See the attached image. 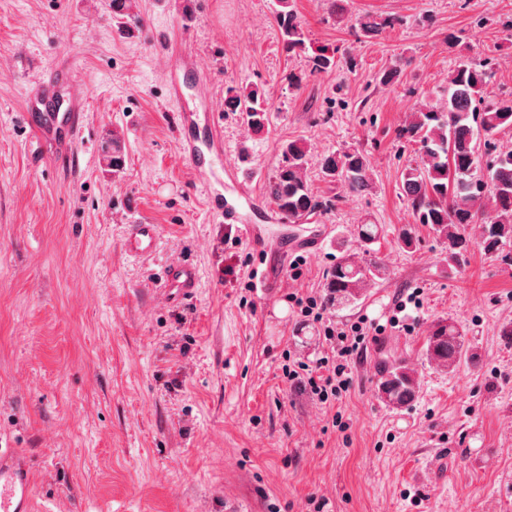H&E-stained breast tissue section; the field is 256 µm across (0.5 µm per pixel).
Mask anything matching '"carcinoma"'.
Returning <instances> with one entry per match:
<instances>
[{"label":"carcinoma","instance_id":"1","mask_svg":"<svg viewBox=\"0 0 512 512\" xmlns=\"http://www.w3.org/2000/svg\"><path fill=\"white\" fill-rule=\"evenodd\" d=\"M112 14L126 27L141 23L135 0H112ZM275 20L290 53L307 55L309 75L318 76L338 65L336 51L318 47L307 54V37L298 20L295 0H276ZM395 20L372 19L361 25L365 34L377 35L393 28ZM486 64L465 59L448 70L447 97L435 106L420 104L408 115L400 135L419 145L420 160L401 172L402 191L416 223L424 224L448 245L450 259L456 260L476 240L484 253L505 265H512V150L483 162L481 146H490L493 135L512 129V98L477 108L487 83ZM224 104L243 115L249 129L259 131L268 123L269 98L257 85L230 86ZM121 137L112 133V158L107 166L112 175L125 168ZM309 149L302 139L282 146V162L268 179L266 193L282 219L294 222L326 206L309 184ZM322 177L339 181L353 191L369 185L370 161L359 151H341L323 156ZM380 234L377 224H360L357 239L364 247L361 261L343 260L327 274L326 302L332 307L356 305L364 290L385 275L383 264L370 257L369 245ZM428 362L454 371L467 355L462 327L453 322L435 324L426 336ZM419 380L405 361L396 360L377 382V394L388 405L402 407L414 400Z\"/></svg>","mask_w":512,"mask_h":512}]
</instances>
